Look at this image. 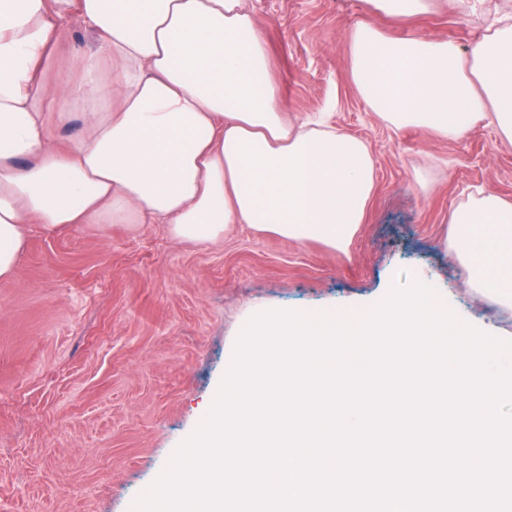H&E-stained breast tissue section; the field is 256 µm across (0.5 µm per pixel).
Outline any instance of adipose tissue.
<instances>
[{"label":"adipose tissue","instance_id":"adipose-tissue-1","mask_svg":"<svg viewBox=\"0 0 512 512\" xmlns=\"http://www.w3.org/2000/svg\"><path fill=\"white\" fill-rule=\"evenodd\" d=\"M78 16L97 43L75 50ZM351 74L387 124L458 136L492 109L512 141V11L462 65L449 41L351 37ZM78 79L42 81L57 54ZM79 123L80 135L57 133ZM375 187L362 139L293 125L247 0H0V281L29 225L165 224L214 241L246 224L343 250ZM467 285L512 309V204L481 194L452 217Z\"/></svg>","mask_w":512,"mask_h":512}]
</instances>
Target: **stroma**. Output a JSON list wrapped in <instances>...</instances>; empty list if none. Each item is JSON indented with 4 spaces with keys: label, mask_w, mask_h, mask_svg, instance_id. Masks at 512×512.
I'll return each mask as SVG.
<instances>
[{
    "label": "stroma",
    "mask_w": 512,
    "mask_h": 512,
    "mask_svg": "<svg viewBox=\"0 0 512 512\" xmlns=\"http://www.w3.org/2000/svg\"><path fill=\"white\" fill-rule=\"evenodd\" d=\"M430 0L396 19L368 0H249L286 115L325 113L365 140L376 188L347 250L230 225L222 239L173 238L163 224L31 228L0 281V512H133L199 425L238 337L262 311H362L424 277L464 321L512 336V313L466 291L446 246L477 191L512 203V142L492 117L445 138L385 124L351 77L363 22L393 39L454 42L469 60L493 7Z\"/></svg>",
    "instance_id": "1"
}]
</instances>
